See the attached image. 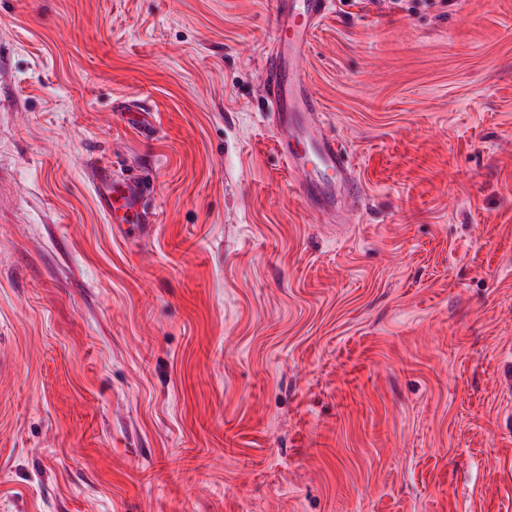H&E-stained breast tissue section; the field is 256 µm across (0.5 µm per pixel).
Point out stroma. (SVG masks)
Returning <instances> with one entry per match:
<instances>
[{
	"instance_id": "1",
	"label": "stroma",
	"mask_w": 512,
	"mask_h": 512,
	"mask_svg": "<svg viewBox=\"0 0 512 512\" xmlns=\"http://www.w3.org/2000/svg\"><path fill=\"white\" fill-rule=\"evenodd\" d=\"M274 22L0 0V512H512V0H334L299 71L336 224L267 120ZM91 156L153 178L146 237Z\"/></svg>"
}]
</instances>
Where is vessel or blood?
Wrapping results in <instances>:
<instances>
[{"label": "vessel or blood", "instance_id": "1", "mask_svg": "<svg viewBox=\"0 0 512 512\" xmlns=\"http://www.w3.org/2000/svg\"><path fill=\"white\" fill-rule=\"evenodd\" d=\"M330 5L331 0H277L275 52L268 62L266 84L277 145L289 170L300 178L302 196L329 219L348 202V190L336 187L345 176L346 151L336 138L318 132L315 118L319 102L313 91L297 79L295 64ZM91 172L94 191L115 233L123 238L145 234L150 217L144 199L152 192L147 178L134 174L122 181L113 180L104 162L94 163Z\"/></svg>", "mask_w": 512, "mask_h": 512}]
</instances>
